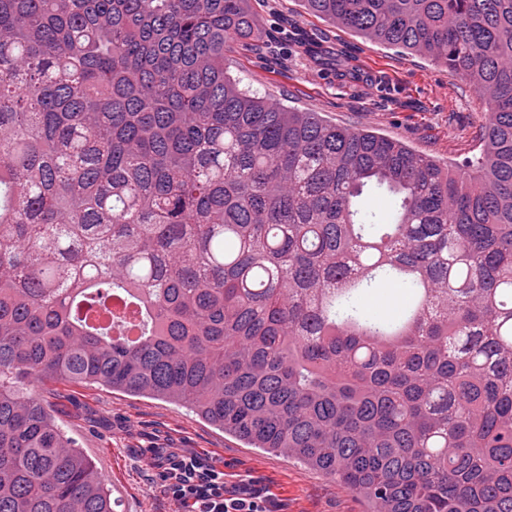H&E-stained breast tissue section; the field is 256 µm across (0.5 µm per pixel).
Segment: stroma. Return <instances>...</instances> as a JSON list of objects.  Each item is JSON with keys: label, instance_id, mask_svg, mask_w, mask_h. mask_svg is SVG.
Returning a JSON list of instances; mask_svg holds the SVG:
<instances>
[{"label": "stroma", "instance_id": "stroma-1", "mask_svg": "<svg viewBox=\"0 0 512 512\" xmlns=\"http://www.w3.org/2000/svg\"><path fill=\"white\" fill-rule=\"evenodd\" d=\"M249 6L264 28L287 17L319 51L262 37L226 53L224 64L241 88L341 126L373 129L455 171L478 154L490 105L462 74L336 26L300 0H249ZM40 395L103 476L118 512H175L155 490L160 475L152 457L160 448L180 449L223 471L226 487L269 496L275 512H367L338 478L246 447L187 405L64 381L42 386Z\"/></svg>", "mask_w": 512, "mask_h": 512}]
</instances>
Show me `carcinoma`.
<instances>
[{
  "label": "carcinoma",
  "instance_id": "carcinoma-1",
  "mask_svg": "<svg viewBox=\"0 0 512 512\" xmlns=\"http://www.w3.org/2000/svg\"><path fill=\"white\" fill-rule=\"evenodd\" d=\"M247 2L0 0V512H115L24 391L60 380L187 404L368 512H512V0H301L470 78L465 175L241 88ZM392 208L391 198L384 192L373 193L366 206V211L370 216L371 212L376 214V218L371 222H382L387 219L388 222L393 220L396 216L395 211H390Z\"/></svg>",
  "mask_w": 512,
  "mask_h": 512
}]
</instances>
